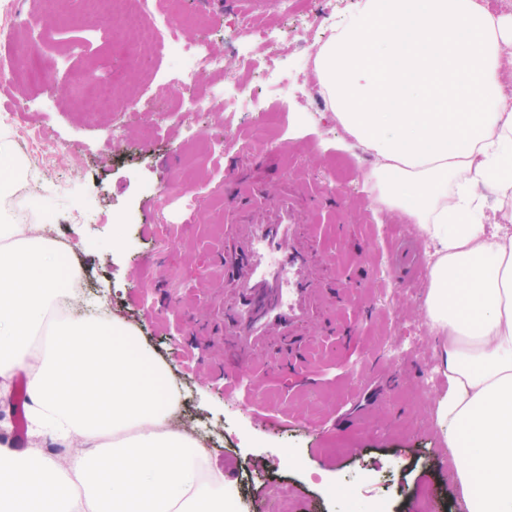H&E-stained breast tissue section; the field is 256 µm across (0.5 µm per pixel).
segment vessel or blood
I'll return each mask as SVG.
<instances>
[{
  "instance_id": "1",
  "label": "vessel or blood",
  "mask_w": 512,
  "mask_h": 512,
  "mask_svg": "<svg viewBox=\"0 0 512 512\" xmlns=\"http://www.w3.org/2000/svg\"><path fill=\"white\" fill-rule=\"evenodd\" d=\"M230 273L238 284V301L228 315L225 343L246 363L267 336L288 331L308 316L307 259L295 245L285 211L273 210L248 227Z\"/></svg>"
}]
</instances>
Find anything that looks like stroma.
Returning a JSON list of instances; mask_svg holds the SVG:
<instances>
[{"instance_id":"35a3bbf8","label":"stroma","mask_w":512,"mask_h":512,"mask_svg":"<svg viewBox=\"0 0 512 512\" xmlns=\"http://www.w3.org/2000/svg\"><path fill=\"white\" fill-rule=\"evenodd\" d=\"M40 40L26 39L5 90L30 101V120L57 144L35 184L48 231L76 243L81 275L94 288L81 308L109 305L168 367L186 395L187 419L204 431L205 470L224 474L237 512H370L380 499L392 512H459L463 493L435 409L443 378L421 387L438 366V338L425 316L426 285L400 287L385 272L392 232L414 227L404 213L381 210L364 174L372 158L355 146L327 100H292L271 133L252 146L257 115L224 111V78L202 73L192 91L152 89L171 65L130 76L122 32L102 24L72 28L82 0H19ZM247 0H177L172 20L188 41L226 56L242 39L224 21ZM83 37L86 53L71 42ZM111 107L89 113L103 81ZM206 111L185 119L190 95ZM197 197L192 210L181 193ZM292 205L298 241L313 258L321 293L307 323L274 336L251 366L224 350V310L233 286L224 270L237 256L235 230L278 202ZM80 209L86 222L72 220ZM133 217L124 236L111 221ZM293 360L295 374L283 363ZM249 379L225 392L226 374ZM298 462L284 463L285 455Z\"/></svg>"}]
</instances>
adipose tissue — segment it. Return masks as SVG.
<instances>
[{
	"label": "adipose tissue",
	"mask_w": 512,
	"mask_h": 512,
	"mask_svg": "<svg viewBox=\"0 0 512 512\" xmlns=\"http://www.w3.org/2000/svg\"><path fill=\"white\" fill-rule=\"evenodd\" d=\"M512 18L476 0H362L316 59L344 131L372 156L376 203L437 245L425 314L448 391L437 421L470 512H512V98L493 94ZM0 176V399L25 373L35 434L80 436L61 464L0 446V512H227L194 436L171 428L167 371L119 321L69 318L32 350L66 296L40 225L21 226ZM491 186L493 213L477 193Z\"/></svg>",
	"instance_id": "1"
}]
</instances>
